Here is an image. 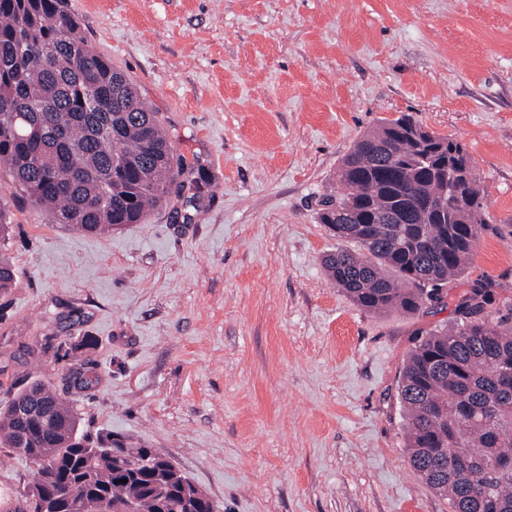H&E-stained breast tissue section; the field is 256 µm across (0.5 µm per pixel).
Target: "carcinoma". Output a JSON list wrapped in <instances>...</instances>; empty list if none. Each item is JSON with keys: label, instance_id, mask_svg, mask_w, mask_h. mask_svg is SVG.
I'll return each mask as SVG.
<instances>
[{"label": "carcinoma", "instance_id": "cac0c4a2", "mask_svg": "<svg viewBox=\"0 0 512 512\" xmlns=\"http://www.w3.org/2000/svg\"><path fill=\"white\" fill-rule=\"evenodd\" d=\"M466 147L409 113L363 135L337 171L343 192L320 223L347 243L323 258L328 278L361 309L414 314L447 305L488 204ZM0 164L23 198L57 224L110 235L142 223L182 174L157 113L93 49L63 0H0ZM17 280L0 254V297ZM474 282L455 322L417 333L398 382L413 472L449 512H512V305ZM67 345L45 337L43 354ZM0 448L31 460L35 479L6 512H218L209 496L144 442L81 427L74 406L43 380L0 406Z\"/></svg>", "mask_w": 512, "mask_h": 512}]
</instances>
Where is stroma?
<instances>
[{
  "instance_id": "1",
  "label": "stroma",
  "mask_w": 512,
  "mask_h": 512,
  "mask_svg": "<svg viewBox=\"0 0 512 512\" xmlns=\"http://www.w3.org/2000/svg\"><path fill=\"white\" fill-rule=\"evenodd\" d=\"M157 112L183 185L104 237L11 198L0 403L39 378L89 432L145 441L220 512H448L412 471L397 385L453 307L358 308L318 221L354 143L409 113L471 155L489 204L453 293L512 301V0H66ZM45 336L93 348L29 354ZM94 382L83 388L71 374Z\"/></svg>"
}]
</instances>
